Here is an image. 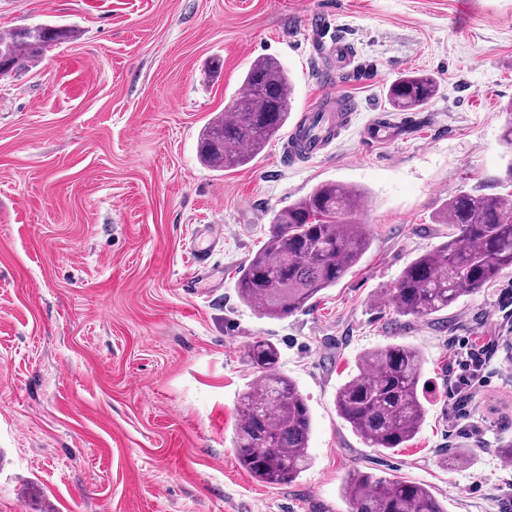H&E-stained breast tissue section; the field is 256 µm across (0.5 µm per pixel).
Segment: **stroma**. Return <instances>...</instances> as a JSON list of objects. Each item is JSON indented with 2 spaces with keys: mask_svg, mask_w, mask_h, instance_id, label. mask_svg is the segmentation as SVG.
I'll use <instances>...</instances> for the list:
<instances>
[{
  "mask_svg": "<svg viewBox=\"0 0 512 512\" xmlns=\"http://www.w3.org/2000/svg\"><path fill=\"white\" fill-rule=\"evenodd\" d=\"M317 12L355 48L338 84L356 102L348 127L313 159L287 161L282 133L238 170L201 165V128L255 58L288 69L292 117L314 105ZM47 21L77 40L0 79V512H347L358 469L426 485L448 512H512V461L495 451L512 436V272L434 320L389 299L447 235L450 195L512 192V0H0V32ZM407 71L441 92L391 111ZM380 119L396 130L369 142ZM325 181L367 192L372 245L303 311L260 317L236 271L273 213ZM201 224L224 229L211 260L224 285L192 291ZM396 336L424 360L427 414L382 451L335 397ZM259 338L313 416L312 465L289 485L258 482L233 449ZM476 358L489 372L461 385Z\"/></svg>",
  "mask_w": 512,
  "mask_h": 512,
  "instance_id": "1",
  "label": "stroma"
}]
</instances>
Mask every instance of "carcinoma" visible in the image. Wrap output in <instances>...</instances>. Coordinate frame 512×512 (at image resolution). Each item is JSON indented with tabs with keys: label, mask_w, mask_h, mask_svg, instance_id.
Listing matches in <instances>:
<instances>
[{
	"label": "carcinoma",
	"mask_w": 512,
	"mask_h": 512,
	"mask_svg": "<svg viewBox=\"0 0 512 512\" xmlns=\"http://www.w3.org/2000/svg\"><path fill=\"white\" fill-rule=\"evenodd\" d=\"M75 37L72 27L50 22L0 34V74H16L51 46ZM439 90L433 75L407 72L391 82L387 101L395 112L421 110ZM293 92L290 73L277 59L253 60L231 107L200 132V163L219 172L250 164L288 124ZM366 201L365 191L326 181L275 212L262 246L237 272L239 299L270 319L307 308L370 249L365 225L353 220ZM439 223L448 225L447 240L404 267L391 288L401 317L430 319L512 271V193L454 194ZM247 356L260 376L239 401L237 459L259 482L292 484L312 464L310 407L296 383L279 371L274 343L255 340ZM422 377L423 362L413 346L393 340L368 350L357 372L336 390L337 413L366 446L403 448L424 422ZM342 497L348 512H448L422 484L361 470L345 481Z\"/></svg>",
	"instance_id": "carcinoma-1"
}]
</instances>
